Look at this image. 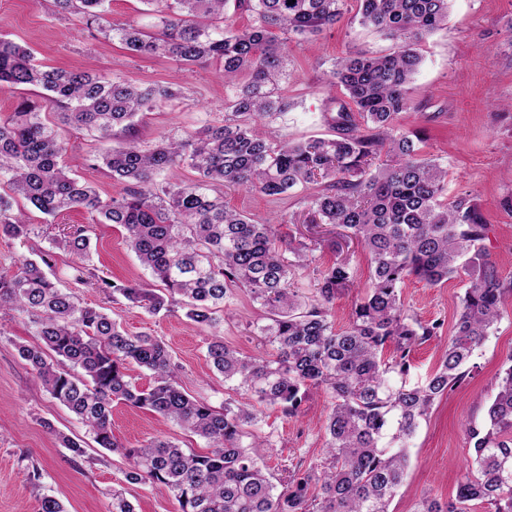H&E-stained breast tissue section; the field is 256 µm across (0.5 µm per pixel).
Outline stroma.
Returning <instances> with one entry per match:
<instances>
[{
    "mask_svg": "<svg viewBox=\"0 0 512 512\" xmlns=\"http://www.w3.org/2000/svg\"><path fill=\"white\" fill-rule=\"evenodd\" d=\"M356 13L355 0H349L333 27L309 40H288L279 91L287 96L290 108L272 125L277 140L333 136L329 118L345 98L342 87L329 84L336 62L350 53L383 55L394 50V41L362 26ZM0 37L27 46L45 66L109 72L136 84L174 86L177 96L146 113L137 127L136 135L146 146L164 134L180 135L208 122H222L224 101L232 95L218 64L186 65L169 56L131 54L78 17L58 13L54 0H0ZM419 53L421 63L410 90L414 108L400 115L397 127L417 132L421 153L447 166L449 198L466 196L476 206L489 227L484 241L487 259L503 283H512V0H452L447 24L421 41ZM59 133L75 146L65 159L67 169L94 186L101 197L119 196L122 184L90 164L97 146L94 138L67 126ZM224 203L260 224L277 221L283 214L300 219L305 213L299 197L275 201L232 188L225 189ZM23 212L34 231L26 240L0 237V275L13 274L22 260L50 253L48 274L59 288L100 308L127 333L161 340L178 368L181 389L223 406L231 389L207 357L209 333L191 322L183 309L152 315L111 290L74 280L77 258L63 240L70 226L89 223L84 210L54 218L28 205ZM279 233L306 242L320 266H329L340 256L351 257L358 284L331 306L333 320L344 325L369 278L364 253L354 245L333 250L326 235L300 222L280 224ZM88 265L110 282H154L128 249L123 228L115 224L94 226ZM463 294L464 284L458 278L435 286L416 279L406 282L401 299L408 313L442 323L440 339L413 353L414 374H425L438 364ZM504 309V318L478 351L474 375L436 402L422 420L410 443L407 476L390 512H414L426 496L454 500L472 454L465 425L483 421L497 392V373L512 357V296L505 299ZM229 310L220 322L225 343L247 355L272 354V347L263 345L254 332L263 321L260 304L239 290ZM37 341L23 317L0 318V512H38L39 499L45 495L59 500L66 512H112L116 490L123 492L135 512H178L177 501L164 485L127 483V460L99 448L87 427L46 392L17 351L18 346ZM329 407L330 398L321 389L310 390L294 417L277 406L257 407V431L272 442L265 455L274 477H283L285 470L297 466L307 470L321 464ZM61 433L81 441L83 457H73L60 445ZM112 433L126 448L165 436L198 452L208 449L205 439L121 401L112 404Z\"/></svg>",
    "mask_w": 512,
    "mask_h": 512,
    "instance_id": "obj_1",
    "label": "stroma"
}]
</instances>
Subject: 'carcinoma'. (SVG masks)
<instances>
[{
	"mask_svg": "<svg viewBox=\"0 0 512 512\" xmlns=\"http://www.w3.org/2000/svg\"><path fill=\"white\" fill-rule=\"evenodd\" d=\"M107 0H54L57 11L80 16L87 27L118 39L138 55H166L192 65L215 59L232 89L220 124L180 137L162 136L151 148L135 135V119L176 96L170 86H141L115 74L67 70L34 63L30 49L0 38V88L34 86L42 102L25 100L0 117V234L27 239L31 225L14 214L24 199L54 217L80 208L94 224H119L126 244L162 285L102 281L129 304L150 314L170 312L175 302L201 328L218 324L234 291L245 288L264 309L257 326L273 359L250 357L214 338L207 346L224 381L237 383L247 402L224 400L216 408L189 396L177 382L164 343L122 331L101 310L57 288L41 262L23 260L0 277V310L33 323L40 343L18 347L20 358L46 391L75 414L102 448L130 461L132 484L166 485L180 512H388L409 466V440L435 402L476 368L473 359L501 319L511 287L485 260L487 224L464 197L448 201L447 168L420 154L398 116L411 107L412 77L421 63L416 45L448 19L451 0H358L359 21L395 41L382 56H348L332 71L331 84L346 91L331 125L332 138L273 140L266 127L288 110L275 87L288 35L313 36L336 23L347 0H145L156 31L107 19ZM251 14L233 27L232 14ZM95 134L94 165L124 185L103 199L69 174L62 158L73 148L58 128ZM188 167L198 178L160 182L164 173ZM316 187L304 197L308 225L346 231L368 255L371 278L348 324L329 320V304L356 286L357 270L342 258L313 268V293L300 292L299 272L315 261L306 244L282 238L273 224H258L224 205V188L281 198ZM80 264L74 278L96 275L82 261L90 252L84 225L64 235ZM290 256H285V253ZM411 278L434 286L463 278L466 288L454 333L439 366L408 381L410 355L438 338L440 324L408 314L401 290ZM151 372L139 389L128 365ZM330 394L325 425L326 457L320 470H293L277 490L255 434V406L279 405L296 416L310 389ZM146 407L209 443L205 453L186 451L156 437L125 448L112 435V402ZM473 445L456 498L422 499L415 512H512V356L498 377L485 423L469 424ZM321 493L309 495L311 484Z\"/></svg>",
	"mask_w": 512,
	"mask_h": 512,
	"instance_id": "1",
	"label": "carcinoma"
}]
</instances>
